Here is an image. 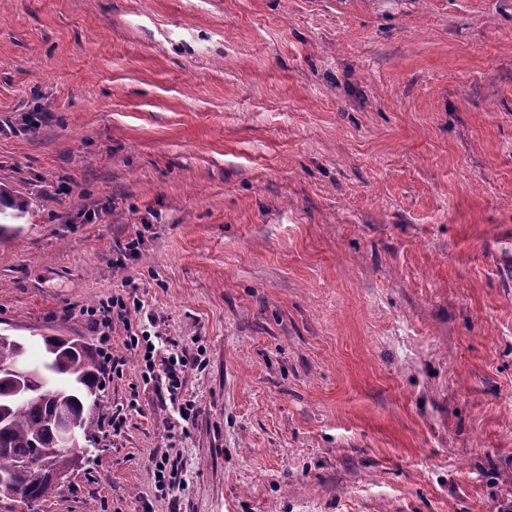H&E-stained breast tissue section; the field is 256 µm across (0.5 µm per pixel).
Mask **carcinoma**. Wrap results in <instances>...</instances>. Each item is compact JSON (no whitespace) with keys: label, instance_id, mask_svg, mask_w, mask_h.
<instances>
[{"label":"carcinoma","instance_id":"cac0c4a2","mask_svg":"<svg viewBox=\"0 0 512 512\" xmlns=\"http://www.w3.org/2000/svg\"><path fill=\"white\" fill-rule=\"evenodd\" d=\"M28 202L0 186V236L6 220L19 219ZM47 361L45 374L55 383L19 378L13 367L25 353L22 342L0 334V479L8 480L30 502L31 512L54 496L59 483L23 471L19 464L34 459L67 473L74 457L61 447L55 422L66 417L76 422L79 433L89 438L99 430L96 410L101 408V362L98 353L82 338L42 337Z\"/></svg>","mask_w":512,"mask_h":512}]
</instances>
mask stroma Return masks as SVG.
Masks as SVG:
<instances>
[{
	"mask_svg": "<svg viewBox=\"0 0 512 512\" xmlns=\"http://www.w3.org/2000/svg\"><path fill=\"white\" fill-rule=\"evenodd\" d=\"M2 183L0 333L97 344L131 285L207 363L170 437L114 321L44 512L512 502V0H0ZM28 202L18 199L5 187L0 186V236L7 231V219L22 218ZM10 210V211H8ZM143 309L144 303L137 296L131 294L127 296L112 295V298L102 303V306L96 311L98 317L95 323L98 329H110L115 318L126 323L129 322L132 311L141 313ZM178 466L169 455H161L153 460L154 485L157 492L156 498L160 500L173 499L176 486ZM171 497V498H170Z\"/></svg>",
	"mask_w": 512,
	"mask_h": 512,
	"instance_id": "obj_1",
	"label": "stroma"
}]
</instances>
